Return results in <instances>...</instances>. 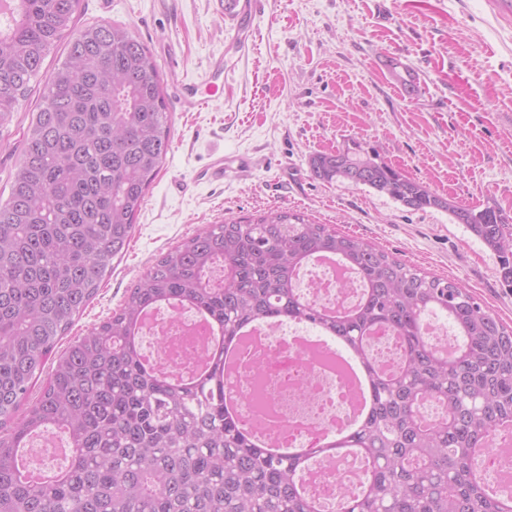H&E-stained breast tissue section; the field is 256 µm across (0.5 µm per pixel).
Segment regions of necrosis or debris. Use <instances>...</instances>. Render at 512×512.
<instances>
[{"instance_id": "4bbe7bcc", "label": "necrosis or debris", "mask_w": 512, "mask_h": 512, "mask_svg": "<svg viewBox=\"0 0 512 512\" xmlns=\"http://www.w3.org/2000/svg\"><path fill=\"white\" fill-rule=\"evenodd\" d=\"M305 296L321 304H354L360 284L351 272L315 263L297 275ZM197 318L185 309L155 315L144 330L159 347L154 355L158 364L183 375L191 368L187 352L198 350L202 336L194 332ZM304 328H266L259 348L247 351L250 365L262 363L267 386L265 409H257L251 399L253 378L248 370L235 375L231 389L239 398V417L243 423L263 424L275 439L296 448H306L323 435L346 423L354 407L355 395L347 377L330 368L314 349L300 350L294 345ZM363 465L354 456L328 466L313 462L304 478L306 490L316 496L322 512H338L341 491L356 492Z\"/></svg>"}]
</instances>
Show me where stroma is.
Segmentation results:
<instances>
[{
    "label": "stroma",
    "mask_w": 512,
    "mask_h": 512,
    "mask_svg": "<svg viewBox=\"0 0 512 512\" xmlns=\"http://www.w3.org/2000/svg\"><path fill=\"white\" fill-rule=\"evenodd\" d=\"M131 28L157 60L172 142L133 236L59 349L110 316L161 254L211 224L281 208L451 277L512 326L499 260L438 208L413 210L363 185L314 179L311 157L376 150L438 196L512 216V0H261L250 51L225 54L215 0H81L76 29ZM226 55L224 94L191 112L183 83ZM417 84L402 90L403 71ZM33 85L0 123V191L42 102ZM254 162L246 181H196L219 154Z\"/></svg>",
    "instance_id": "stroma-1"
}]
</instances>
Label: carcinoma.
I'll list each match as a JSON object with an SVG mask.
<instances>
[{
  "mask_svg": "<svg viewBox=\"0 0 512 512\" xmlns=\"http://www.w3.org/2000/svg\"><path fill=\"white\" fill-rule=\"evenodd\" d=\"M80 0H0V121L45 78L0 199V427L12 423L53 354L112 272L146 191L170 150L171 112L150 49L125 26L73 32ZM314 178L384 193L403 206L443 208L499 258L512 288V223L499 210L446 201L355 143L311 158ZM334 254L362 283L352 308L330 313L296 286L301 267ZM177 303L233 338L256 322L307 323L373 354L386 331L394 369H372L374 404L350 439L329 437L305 456L251 446L225 415L224 352L191 382L147 370L133 330ZM456 332L449 348L424 337L426 316ZM512 429V328L458 281L429 276L364 239L288 210L213 224L162 255L118 310L58 357L39 397L0 439V512H320L303 465L354 454L359 489L339 512H512L487 490L474 448ZM69 435V465L40 481L19 465V442Z\"/></svg>",
  "mask_w": 512,
  "mask_h": 512,
  "instance_id": "carcinoma-1",
  "label": "carcinoma"
}]
</instances>
